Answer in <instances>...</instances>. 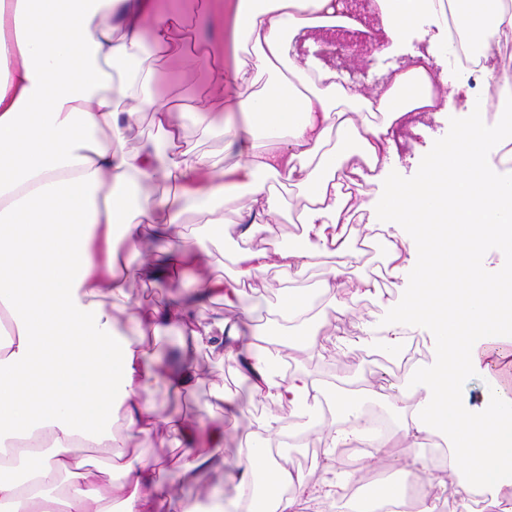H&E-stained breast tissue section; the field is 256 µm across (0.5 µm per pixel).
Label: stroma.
Instances as JSON below:
<instances>
[{
  "label": "stroma",
  "instance_id": "35a3bbf8",
  "mask_svg": "<svg viewBox=\"0 0 512 512\" xmlns=\"http://www.w3.org/2000/svg\"><path fill=\"white\" fill-rule=\"evenodd\" d=\"M175 8L184 22L173 32L169 50L162 55L145 54L144 63L155 71L157 93L170 98L176 108L191 112L185 120L182 150L193 155H207L221 165L233 163L238 158L236 146L212 137L207 130L208 121L222 120L224 114L220 105L206 95V68L185 69L180 65L182 54L189 48L185 45V33H192V48L199 51L215 41L214 27L210 19L203 16L199 0H175ZM420 50L427 52L453 97L447 111L421 117L415 129L403 130L399 155L389 167L391 178L401 183L415 181L430 155L457 138L466 119L467 97H484L488 85L487 78L470 77L455 64L452 50L442 36V26L438 18L432 15L419 17L398 48L363 58L361 64L364 71L355 75L354 81L365 87L382 85L386 71L393 65L409 61ZM246 201L247 194L243 191L226 195L224 237L212 245L211 257L202 258L190 271L162 281L142 280L140 263L142 259L156 254L161 246L160 240L148 239L134 251L119 247L118 256L125 265V275L130 285V305L136 309L151 306L161 309L195 291L198 282L221 273H230V266L220 265L213 261L212 256L219 252L229 254L243 247L244 242L236 226V211ZM253 287V292L241 301V308L249 312L245 319V327L249 330L258 328L266 306L279 299L281 283L276 272L272 271L257 279ZM321 307L324 320L340 326L345 336L350 338L357 334L359 319L377 321L387 315L386 310L372 298L358 301L350 312L342 311L339 303L328 299L323 300ZM113 322L117 330L127 334L129 340L143 351L162 354L183 347L182 336L173 331L148 330L144 335H137L128 314L115 313ZM290 359L297 370L322 382L357 373L388 381L403 380L414 368L413 363L405 364L398 358L388 356L378 359L376 351L372 349L358 347L347 350L341 348L339 342L328 339L322 340L317 349L292 351ZM190 360L195 371L191 383L176 393L164 386H157L148 398L149 412L157 419L179 415L196 420L205 431L216 426L223 427L224 465L200 471L195 485L183 487L182 496L194 500L217 490L230 499L234 497L235 490L226 478V466L236 459L250 422L269 413L284 422L289 419L290 413L285 404L253 398L248 380L230 369L220 355L203 348L192 352ZM220 391L237 405L236 413L225 412L223 405L216 401L215 395ZM138 452L157 464L160 479L166 481L173 477L184 449L164 432L158 431L141 440Z\"/></svg>",
  "mask_w": 512,
  "mask_h": 512
}]
</instances>
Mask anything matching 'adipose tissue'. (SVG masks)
Segmentation results:
<instances>
[{
	"instance_id": "ef3b65f1",
	"label": "adipose tissue",
	"mask_w": 512,
	"mask_h": 512,
	"mask_svg": "<svg viewBox=\"0 0 512 512\" xmlns=\"http://www.w3.org/2000/svg\"><path fill=\"white\" fill-rule=\"evenodd\" d=\"M383 37L401 43L420 14L452 8L466 18L485 58L512 42V7L506 0H379ZM215 23H229L230 58L211 63L210 93L247 128L264 130L268 145L242 144L241 159L218 169L204 155L180 151L181 113L152 87L140 65L145 42L166 49L181 22L159 0H0V60L15 61L0 80V449L20 441L29 461L25 480L0 462V512H153L167 501L174 512H301L304 500H333L337 488L357 480L335 450L367 444L361 401L384 395L397 414L399 439L424 446L444 433L448 464L431 484L458 481L463 491L491 501L512 498V369L487 374L480 412L459 390L461 379L482 370L489 350L512 344V266L486 273V243L512 253V191L503 189L490 141H512V122L488 124L493 93L470 102L455 143L434 152L419 178L390 183L375 203L357 200V180L381 178L398 154L395 128L415 112H444L447 96L430 90L420 98L402 87L435 78L424 52L370 90L310 57L295 60V41L313 28L359 20L337 15L333 0H207ZM123 75L129 93H112L111 72ZM150 113L157 137L125 150L121 131ZM284 190H277L275 181ZM167 183L152 210H134L132 183ZM245 188L249 203L238 211L250 247L234 253L231 276L204 281L203 297L235 305L261 274L323 273L319 294L350 307L360 298L382 300L383 322L358 324V343L392 356L407 345L412 326L431 332L434 358L417 366L407 384L380 393L372 380L356 390L325 387L300 372H274L282 349L314 348L320 337L339 336L321 320L315 298L294 288L267 308L276 337L257 331L243 339L238 321L216 316L201 322L193 302L136 311L137 331L161 325L182 330L193 348L224 356L251 380L254 397L287 404L302 431L325 430L330 446L323 475L293 472L266 446L281 437L277 416L256 420L230 467L236 496L188 501L179 483L223 464L224 431L212 429L195 447L197 425L171 416L155 420L146 394L158 380L180 390L190 367L169 370L147 360L113 327L126 309V285L116 257V237L137 245L152 236L164 248L145 263L154 281L195 266L207 241L224 224L227 187ZM301 199L300 241L288 247L254 245L285 206V191ZM198 200L204 224L189 230L174 204ZM366 212L364 238L383 247V274L397 290L389 298L368 276L352 277L360 251L347 234L357 212ZM109 302H102V295ZM332 402L334 423L318 410ZM125 440L112 441L115 417ZM164 430L188 443L178 483L162 482L156 465L131 454L134 442ZM109 447L107 468L88 466L85 449ZM121 481H114V474Z\"/></svg>"
}]
</instances>
